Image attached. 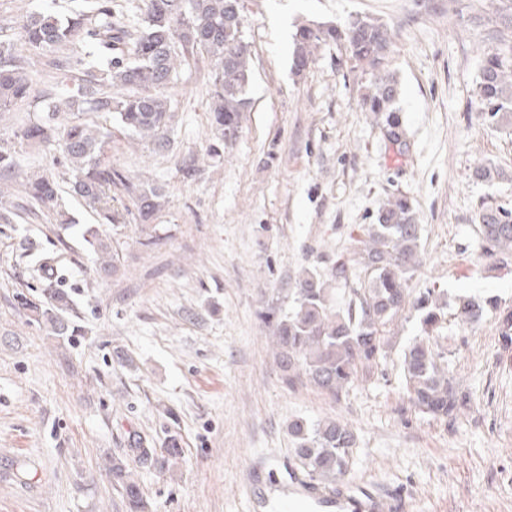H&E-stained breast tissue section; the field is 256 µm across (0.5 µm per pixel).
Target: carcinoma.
<instances>
[{
  "label": "carcinoma",
  "mask_w": 512,
  "mask_h": 512,
  "mask_svg": "<svg viewBox=\"0 0 512 512\" xmlns=\"http://www.w3.org/2000/svg\"><path fill=\"white\" fill-rule=\"evenodd\" d=\"M90 13H76L61 21L52 12L33 13L0 40V115L28 102L34 93L33 78L16 55L17 48L53 53L70 43L78 44L73 56L55 64L56 82L64 101L83 112H101L133 139L167 151L172 144L173 112L167 89L198 54L210 57L209 154L235 139L243 112L251 105L247 87L251 80V55L246 41L244 0H142L133 30L112 21V0H90ZM393 33L388 25L368 16H351L342 24L302 23L293 34L292 70L305 72L317 51L326 45L343 47L348 59L370 75L361 94L364 112L385 114L386 136L391 144L403 145L399 115L394 108L397 83L385 70ZM477 111L499 120L512 114V46L488 47L483 51L476 95ZM27 143L59 141L72 171L68 188L47 174L24 177L27 196L58 215L61 222L75 221L61 208V192L79 200L97 217L98 224H115L124 213L112 206V186L120 184L130 195L135 219L150 223L161 210L162 188L148 180L138 184L102 161L105 145L112 138L107 127L92 126L81 119L59 125L29 124L20 130ZM480 231L487 255L512 254V210L486 206L479 214ZM98 224H85L83 241L97 256L98 273L108 277L114 269L110 245L99 235ZM421 227L408 197L401 195L382 203L375 223L362 227L354 238L353 256L336 255L327 272L307 269L291 292L288 310L271 307L262 313L272 328L280 368L289 384L307 383L338 399L385 356L387 336L405 313L418 315L423 336L404 350L401 372L408 402L434 418H456L467 409V397L459 391L437 348L446 304L435 290L415 295L409 282L422 264ZM20 257L38 274H48L53 258L31 244ZM356 267L367 283L352 290L351 297L333 304L331 282H346ZM15 307L28 313L30 321L53 335L80 336L76 307L61 288H44L39 297L24 292L13 295ZM488 311L498 313L499 342L512 349V308L498 299L461 298L456 314L466 323L480 321ZM291 452L297 470L309 481L330 485L350 474L356 445L353 429L339 419L315 423L294 420L288 428ZM170 445L157 449L146 437L133 432L121 455L106 460L112 484L122 496L126 512H144L146 502L138 480L128 467L132 460L145 467L164 466L165 456H176Z\"/></svg>",
  "instance_id": "cac0c4a2"
}]
</instances>
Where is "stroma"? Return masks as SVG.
I'll return each mask as SVG.
<instances>
[{
  "instance_id": "obj_1",
  "label": "stroma",
  "mask_w": 512,
  "mask_h": 512,
  "mask_svg": "<svg viewBox=\"0 0 512 512\" xmlns=\"http://www.w3.org/2000/svg\"><path fill=\"white\" fill-rule=\"evenodd\" d=\"M83 0H0V32L49 8L62 16ZM252 105L232 145L210 143L207 58L196 57L167 91L176 125L164 153L112 131L105 161L131 181L152 179L165 203L148 227L134 218L103 225L116 273L101 278L79 225L95 223L73 197L79 224L56 223L26 196L22 174L71 170L57 143L31 145L24 123H61L34 99L0 120V145L19 162L0 174L16 212L0 224V512H125L104 457L128 432L157 447L178 439L167 468H138L149 512H249L247 475L263 465L269 483L294 462L288 424L337 418L357 435L351 481L406 501L410 512H512V351L498 341L494 314L479 323L448 318L439 344L469 398L456 421L412 407L399 362L419 334L417 317L392 328L386 356L341 398L289 387L260 320L287 308L306 267L351 255L352 229L403 193L421 224L422 264L413 291L497 296L512 307V257L487 258L478 214L512 209V125L474 108L485 47L512 45V0H245ZM377 18L393 31L386 68L406 148L392 147L384 118L362 111L370 76L342 47H324L303 75L291 69L302 22ZM195 158L198 172L181 166ZM499 178L475 180L477 164ZM54 257L51 278L31 275L18 242ZM61 288L85 332L59 339L13 305L16 289ZM123 350L133 366L118 362Z\"/></svg>"
}]
</instances>
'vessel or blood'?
<instances>
[{
  "instance_id": "vessel-or-blood-1",
  "label": "vessel or blood",
  "mask_w": 512,
  "mask_h": 512,
  "mask_svg": "<svg viewBox=\"0 0 512 512\" xmlns=\"http://www.w3.org/2000/svg\"><path fill=\"white\" fill-rule=\"evenodd\" d=\"M261 470L249 473L248 492L251 512H384L382 494L348 488L323 490L311 484L292 481L277 496L268 495L260 485Z\"/></svg>"
}]
</instances>
